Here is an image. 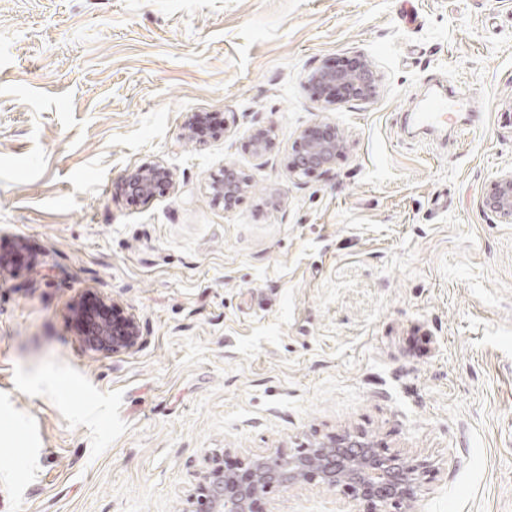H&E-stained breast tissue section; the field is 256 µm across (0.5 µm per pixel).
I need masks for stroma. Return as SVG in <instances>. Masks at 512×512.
<instances>
[{
  "label": "stroma",
  "instance_id": "stroma-1",
  "mask_svg": "<svg viewBox=\"0 0 512 512\" xmlns=\"http://www.w3.org/2000/svg\"><path fill=\"white\" fill-rule=\"evenodd\" d=\"M362 56L376 96L317 102L322 62ZM451 85L483 127L417 128ZM511 99L512 0H0V246L25 256L0 265V512H187L215 459L346 436L424 461L411 499L307 481L252 512H512V223L480 205ZM320 120L345 148L295 179ZM152 163L171 185L118 194ZM89 294L134 349L85 345ZM251 187L249 176L234 164H225L221 175L213 183L214 196L231 211Z\"/></svg>",
  "mask_w": 512,
  "mask_h": 512
}]
</instances>
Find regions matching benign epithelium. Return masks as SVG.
Here are the masks:
<instances>
[{"label": "benign epithelium", "instance_id": "obj_1", "mask_svg": "<svg viewBox=\"0 0 512 512\" xmlns=\"http://www.w3.org/2000/svg\"><path fill=\"white\" fill-rule=\"evenodd\" d=\"M316 94L324 105L336 101L371 99L380 83V75L364 57L354 66L325 62L312 75ZM255 156L271 153L275 138L271 131L257 128L250 134ZM344 149L340 131L328 124L317 123L299 131L292 146L290 172L307 176L328 171ZM171 172L159 165L142 166L126 176V184L139 195L150 197L159 181H170ZM251 187L249 176L234 164H226L213 183L214 196L233 210ZM481 206L502 222L512 223V170L502 172L484 192ZM74 321L93 325L90 334L82 335L91 350L118 353L133 349L138 341V328L132 318L118 326L100 317L95 306L80 309ZM240 473H227L221 466L211 469L197 488L191 503L192 512H249L251 500L269 485L294 486L310 478L333 490L340 485L356 495H367L386 502L406 498L410 486L425 469L424 463L399 456H382L368 444L347 436L336 441L320 442L291 456L256 455L242 464Z\"/></svg>", "mask_w": 512, "mask_h": 512}]
</instances>
